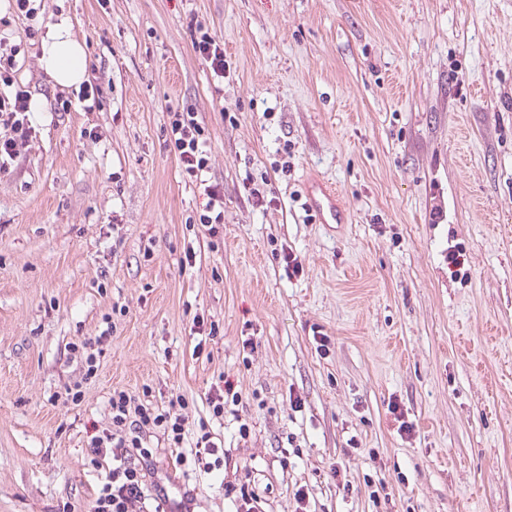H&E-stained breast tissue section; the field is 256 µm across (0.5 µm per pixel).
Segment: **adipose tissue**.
<instances>
[{
	"label": "adipose tissue",
	"mask_w": 512,
	"mask_h": 512,
	"mask_svg": "<svg viewBox=\"0 0 512 512\" xmlns=\"http://www.w3.org/2000/svg\"><path fill=\"white\" fill-rule=\"evenodd\" d=\"M40 64L55 84L79 86L85 79L86 53L72 31L68 18L54 23L41 43Z\"/></svg>",
	"instance_id": "1"
}]
</instances>
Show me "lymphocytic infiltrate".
I'll return each instance as SVG.
<instances>
[{"mask_svg": "<svg viewBox=\"0 0 512 512\" xmlns=\"http://www.w3.org/2000/svg\"><path fill=\"white\" fill-rule=\"evenodd\" d=\"M16 52V47L0 42V174L8 172L18 147L35 132L29 94L13 87ZM168 116L170 141L182 176L198 185L207 198L199 224L208 234H215L224 222V193L207 178L205 129L189 109L172 107ZM109 407L111 428L92 435L88 441L91 462L102 472L90 512H165V489L149 481L143 465L148 457L143 446L148 430L162 432L177 447L176 459L182 464L191 457L200 462L214 454L216 444L210 431L197 437L192 455L187 456L180 452L188 424L185 416L118 389L113 390Z\"/></svg>", "mask_w": 512, "mask_h": 512, "instance_id": "1", "label": "lymphocytic infiltrate"}]
</instances>
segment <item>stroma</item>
I'll return each mask as SVG.
<instances>
[{"instance_id": "obj_1", "label": "stroma", "mask_w": 512, "mask_h": 512, "mask_svg": "<svg viewBox=\"0 0 512 512\" xmlns=\"http://www.w3.org/2000/svg\"><path fill=\"white\" fill-rule=\"evenodd\" d=\"M62 15L90 110L40 65ZM39 16L0 9L45 106L0 176V512H87V441L116 389L184 395L186 444L203 424L221 443L225 465L187 479L146 438L171 512H234L227 481L261 512H295L300 489L309 512H512V0H41ZM174 104L207 130L214 237ZM312 176L348 223L318 222ZM106 329L88 375L71 345ZM226 381L238 400L215 419ZM193 49L202 58L217 79L224 77V45L212 33L211 28L201 21H195ZM170 141L183 178L195 183L203 191L207 202L199 214V224L210 236L224 224V192L217 184L207 179L209 156L206 150L207 137L205 128L197 118V114L188 108L170 106L168 108ZM223 226V225H222ZM226 495L236 494L235 501L238 503L236 512H260L258 507V496L247 485L226 483L224 484Z\"/></svg>"}]
</instances>
